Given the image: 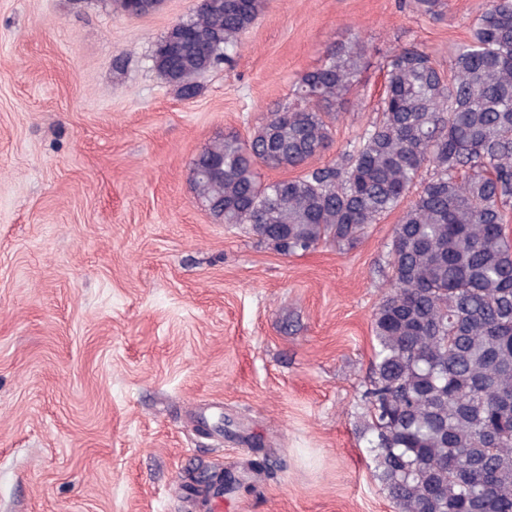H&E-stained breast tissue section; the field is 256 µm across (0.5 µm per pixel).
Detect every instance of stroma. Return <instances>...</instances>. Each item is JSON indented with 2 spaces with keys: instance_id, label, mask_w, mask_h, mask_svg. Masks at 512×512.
I'll list each match as a JSON object with an SVG mask.
<instances>
[{
  "instance_id": "1",
  "label": "stroma",
  "mask_w": 512,
  "mask_h": 512,
  "mask_svg": "<svg viewBox=\"0 0 512 512\" xmlns=\"http://www.w3.org/2000/svg\"><path fill=\"white\" fill-rule=\"evenodd\" d=\"M486 4L264 0L185 100L152 54L196 0H0V512H195L182 486L216 469L221 512H398L362 437L396 215L286 256L211 217L192 161L357 35L362 85L320 158L340 161L386 57L447 64Z\"/></svg>"
}]
</instances>
